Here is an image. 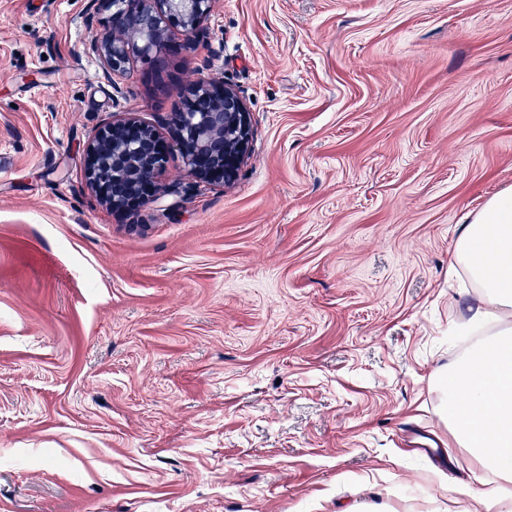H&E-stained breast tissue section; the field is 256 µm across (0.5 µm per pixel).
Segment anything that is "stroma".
Listing matches in <instances>:
<instances>
[{
    "instance_id": "1",
    "label": "stroma",
    "mask_w": 512,
    "mask_h": 512,
    "mask_svg": "<svg viewBox=\"0 0 512 512\" xmlns=\"http://www.w3.org/2000/svg\"><path fill=\"white\" fill-rule=\"evenodd\" d=\"M88 0H0V512H467L448 438L457 226L512 186V0H218L115 92ZM232 85L236 179L176 112ZM158 123L182 191L115 213L83 149ZM196 71L182 112L175 114L178 145L196 182H231L249 150V113L239 92Z\"/></svg>"
}]
</instances>
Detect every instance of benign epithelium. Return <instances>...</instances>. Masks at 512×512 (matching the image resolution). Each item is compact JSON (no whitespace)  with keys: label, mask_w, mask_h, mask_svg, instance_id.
Masks as SVG:
<instances>
[{"label":"benign epithelium","mask_w":512,"mask_h":512,"mask_svg":"<svg viewBox=\"0 0 512 512\" xmlns=\"http://www.w3.org/2000/svg\"><path fill=\"white\" fill-rule=\"evenodd\" d=\"M216 0H89L84 25L89 52L98 57L104 79L121 91L115 78L133 57L155 64L161 54L190 49L208 38ZM107 26L96 28L100 11ZM176 29L183 42L168 45ZM188 87L184 109L175 114L178 145L188 176L197 182H230L249 150V113L232 86L204 75ZM168 144L159 128L127 114L103 122L87 141L84 175L102 203L114 211L132 210L169 192L160 181Z\"/></svg>","instance_id":"7a95c632"}]
</instances>
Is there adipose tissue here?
I'll list each match as a JSON object with an SVG mask.
<instances>
[{
  "mask_svg": "<svg viewBox=\"0 0 512 512\" xmlns=\"http://www.w3.org/2000/svg\"><path fill=\"white\" fill-rule=\"evenodd\" d=\"M448 274L477 288L460 333L482 339L438 378L448 430L477 469L503 481L492 495L469 489V512H512V187L464 216Z\"/></svg>",
  "mask_w": 512,
  "mask_h": 512,
  "instance_id": "ef3b65f1",
  "label": "adipose tissue"
}]
</instances>
